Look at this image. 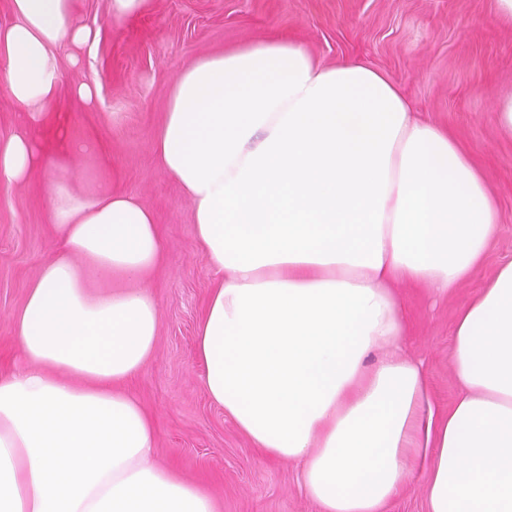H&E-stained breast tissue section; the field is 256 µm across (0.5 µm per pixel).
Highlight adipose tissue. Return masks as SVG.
<instances>
[{
  "label": "adipose tissue",
  "instance_id": "ef3b65f1",
  "mask_svg": "<svg viewBox=\"0 0 512 512\" xmlns=\"http://www.w3.org/2000/svg\"><path fill=\"white\" fill-rule=\"evenodd\" d=\"M0 72L21 109L0 184L47 176L57 253L12 319L22 367L0 372V512H216L155 458L125 383L153 358L162 258L151 209L76 188L55 48L88 43L74 0H9ZM54 126L51 142L36 127ZM212 279L201 385L263 458L301 464L319 512H387L424 466L428 512H512V261L459 308L460 390L436 411L407 353L400 288L445 300L483 265L497 202L452 133L384 72L326 66L290 38L184 68L155 136Z\"/></svg>",
  "mask_w": 512,
  "mask_h": 512
}]
</instances>
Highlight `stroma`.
<instances>
[{
  "mask_svg": "<svg viewBox=\"0 0 512 512\" xmlns=\"http://www.w3.org/2000/svg\"><path fill=\"white\" fill-rule=\"evenodd\" d=\"M75 12L97 37L79 50L57 47L59 95L50 109L69 115L72 138L99 146L78 160V172L151 208L165 242L148 281L160 310L157 349L128 385L154 419L156 455L202 486L218 512H317L299 465L261 460L202 389L195 338L212 283L191 205L153 154L171 85L201 57L286 36L324 65L359 60L385 72L418 111L458 137L498 199L495 238L480 272L453 299L434 304L419 290L403 291L409 354L422 361L435 402L446 409L457 394L449 360L457 311L512 259V136L496 119L498 101L512 98V21L496 0H154L150 12L121 19L110 16L108 0H75ZM74 55L79 64H71ZM80 82L97 84L93 103L72 97ZM44 181L38 172L27 184L0 185L1 370L17 362L9 317L54 251Z\"/></svg>",
  "mask_w": 512,
  "mask_h": 512,
  "instance_id": "35a3bbf8",
  "label": "stroma"
}]
</instances>
